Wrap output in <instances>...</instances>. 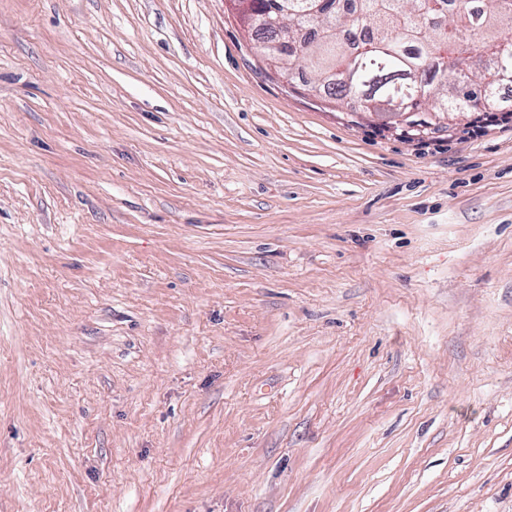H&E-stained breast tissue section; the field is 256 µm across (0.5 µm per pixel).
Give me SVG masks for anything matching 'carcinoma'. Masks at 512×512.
<instances>
[{
	"instance_id": "cac0c4a2",
	"label": "carcinoma",
	"mask_w": 512,
	"mask_h": 512,
	"mask_svg": "<svg viewBox=\"0 0 512 512\" xmlns=\"http://www.w3.org/2000/svg\"><path fill=\"white\" fill-rule=\"evenodd\" d=\"M448 0H358L356 13L340 0H251L256 33L276 39L266 18L288 11L294 37L289 64L301 59L323 78L328 101L348 100L376 115L411 112L413 123L431 126L460 112L501 109L498 89L512 85V39L496 32L512 24V0H461L446 15ZM469 32L474 45L450 50L453 28ZM468 71L473 85L497 77L485 98L457 88Z\"/></svg>"
}]
</instances>
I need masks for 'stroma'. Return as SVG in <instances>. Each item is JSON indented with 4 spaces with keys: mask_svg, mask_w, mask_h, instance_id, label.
I'll list each match as a JSON object with an SVG mask.
<instances>
[{
    "mask_svg": "<svg viewBox=\"0 0 512 512\" xmlns=\"http://www.w3.org/2000/svg\"><path fill=\"white\" fill-rule=\"evenodd\" d=\"M226 0H0V512H512V114L259 69Z\"/></svg>",
    "mask_w": 512,
    "mask_h": 512,
    "instance_id": "1",
    "label": "stroma"
}]
</instances>
